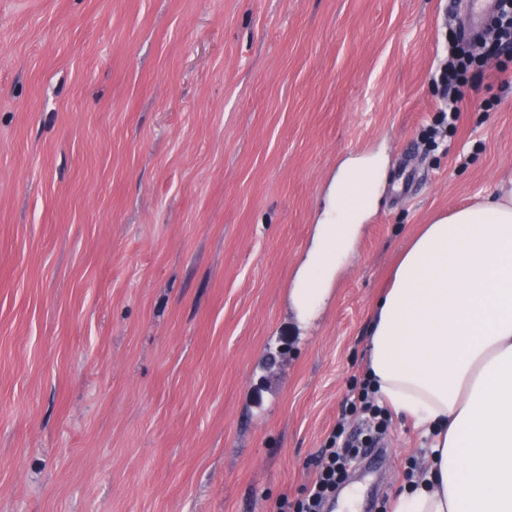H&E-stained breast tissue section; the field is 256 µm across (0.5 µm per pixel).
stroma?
Listing matches in <instances>:
<instances>
[{
	"instance_id": "obj_1",
	"label": "stroma",
	"mask_w": 512,
	"mask_h": 512,
	"mask_svg": "<svg viewBox=\"0 0 512 512\" xmlns=\"http://www.w3.org/2000/svg\"><path fill=\"white\" fill-rule=\"evenodd\" d=\"M454 2L0 0V512H275L311 482L412 235L512 178V51L429 137ZM372 153L380 206L303 317L328 186ZM384 440L330 512L426 466L409 420Z\"/></svg>"
}]
</instances>
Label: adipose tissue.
Listing matches in <instances>:
<instances>
[{
    "mask_svg": "<svg viewBox=\"0 0 512 512\" xmlns=\"http://www.w3.org/2000/svg\"><path fill=\"white\" fill-rule=\"evenodd\" d=\"M385 175L378 155L338 168L292 290L300 309L327 293ZM366 376L432 438L394 512H512V182L410 241L371 313Z\"/></svg>",
    "mask_w": 512,
    "mask_h": 512,
    "instance_id": "adipose-tissue-1",
    "label": "adipose tissue"
}]
</instances>
